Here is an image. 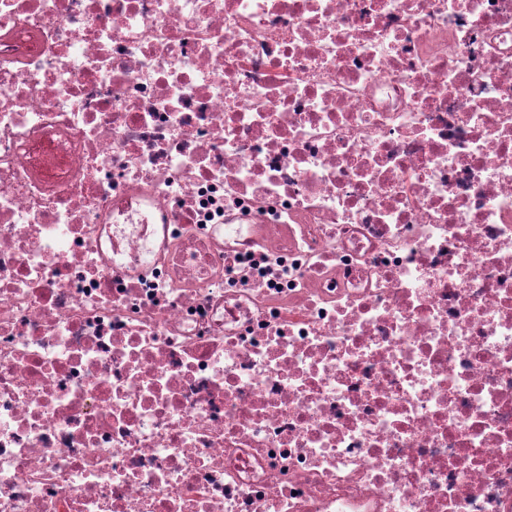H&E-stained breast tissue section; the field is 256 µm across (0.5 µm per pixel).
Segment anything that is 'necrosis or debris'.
<instances>
[{"label":"necrosis or debris","mask_w":512,"mask_h":512,"mask_svg":"<svg viewBox=\"0 0 512 512\" xmlns=\"http://www.w3.org/2000/svg\"><path fill=\"white\" fill-rule=\"evenodd\" d=\"M0 512H512V0H0Z\"/></svg>","instance_id":"1"}]
</instances>
